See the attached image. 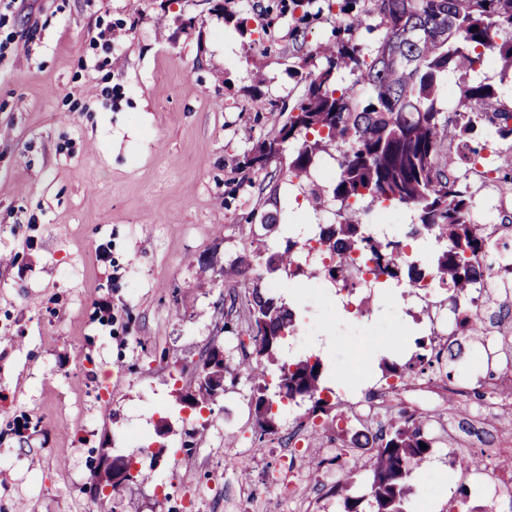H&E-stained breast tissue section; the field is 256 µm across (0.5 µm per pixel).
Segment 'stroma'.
Returning <instances> with one entry per match:
<instances>
[{"mask_svg":"<svg viewBox=\"0 0 512 512\" xmlns=\"http://www.w3.org/2000/svg\"><path fill=\"white\" fill-rule=\"evenodd\" d=\"M228 7L244 30L202 0H0V512H222L224 457L244 448L263 451L247 480L266 496L259 512H293L268 488L292 418L278 412L277 435L260 434L244 352L226 353L232 380L211 412L178 396L183 367L248 333L247 307L218 306L246 291L230 266L290 290L304 335L280 358L308 357V326L336 310L321 268L293 289L253 253L272 208L300 234L324 222L305 200L333 173L287 179L291 143L267 169L246 164L303 93L299 73L321 66L312 51L336 13L314 0ZM384 296L367 312L404 320L403 335L336 343L324 386L367 389L417 352L422 312ZM423 415L433 448L408 482H438L422 512H448L465 487L448 461L478 442L465 404ZM105 453L134 454L139 475L93 499Z\"/></svg>","mask_w":512,"mask_h":512,"instance_id":"1","label":"stroma"}]
</instances>
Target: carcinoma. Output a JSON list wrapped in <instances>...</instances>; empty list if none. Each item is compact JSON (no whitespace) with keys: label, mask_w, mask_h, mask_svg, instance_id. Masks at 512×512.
I'll list each match as a JSON object with an SVG mask.
<instances>
[{"label":"carcinoma","mask_w":512,"mask_h":512,"mask_svg":"<svg viewBox=\"0 0 512 512\" xmlns=\"http://www.w3.org/2000/svg\"><path fill=\"white\" fill-rule=\"evenodd\" d=\"M336 8L335 38L314 50L324 65L305 75L304 94L277 134L253 152L252 161L265 169L278 157L280 146L295 141L290 178L308 173L320 156L338 162L331 188L338 220L323 238L335 257L326 268L331 280H348L343 254L352 246L366 248L384 262L390 279H416L415 269L400 264L399 241L367 234L359 202H388L417 213L411 235L442 243L432 274L450 285L451 299H463L490 276L489 268L470 263L483 249L484 238L472 220L467 176L486 148L485 133L512 140V107L492 85L471 82L468 76L490 58L512 70V0H336ZM374 15L385 34L365 48L358 33ZM450 74L458 76V99L455 108L445 112L438 96ZM342 75L350 77L346 86L339 85ZM495 169L501 191L511 193L512 148L497 154ZM295 246L289 238L284 248L274 250L259 238L255 251L266 272L291 276L303 273ZM260 281L258 277L252 282L248 297L256 354L251 373L263 381L254 411L266 435L277 433L274 398H312L316 412L324 410L326 401L319 398L318 359L285 361L273 384L266 383L264 362L275 361L282 340L295 327V314L280 299L262 292ZM484 306L503 336V354L512 358V288L489 291ZM415 359L422 367L431 365L426 353ZM414 364L402 369L392 365L388 375H409ZM423 444L427 448H421ZM371 448L375 464L369 498L347 495L355 465L348 464L339 474L343 512H406L410 466L430 452L432 438L414 417L400 416L388 431L372 436Z\"/></svg>","instance_id":"carcinoma-1"}]
</instances>
